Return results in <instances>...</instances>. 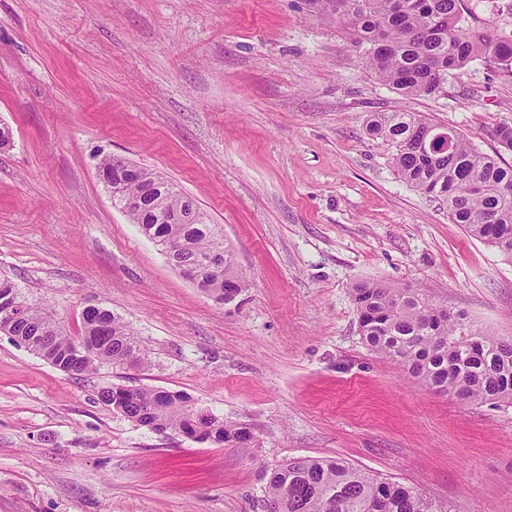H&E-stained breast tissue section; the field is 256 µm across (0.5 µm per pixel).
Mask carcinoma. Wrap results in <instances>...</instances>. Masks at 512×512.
I'll return each mask as SVG.
<instances>
[{"label": "carcinoma", "instance_id": "cac0c4a2", "mask_svg": "<svg viewBox=\"0 0 512 512\" xmlns=\"http://www.w3.org/2000/svg\"><path fill=\"white\" fill-rule=\"evenodd\" d=\"M330 10L353 32L358 45L369 44L366 64L405 97L430 96L448 72L480 58L512 69V39L498 37L486 25L463 21V0H339ZM369 131L395 148L393 165L412 186L446 202L452 222L495 248L512 262V165L485 154L466 135L417 112H378ZM448 135L445 150L427 151L423 144L435 133ZM133 184H115L112 203L121 207L137 193ZM188 208L187 224L166 218ZM156 244H184L180 262L200 272L204 291L220 303H230L249 287L224 237L199 206L173 183L165 189L161 207L140 223ZM223 270L211 271L215 257ZM361 336L373 352L398 365L426 388L451 393L469 403L512 406V339L484 333L448 303L420 288H401L379 281L351 286ZM6 333L68 375H80L102 364L146 363L134 332L111 310L93 306L83 312L81 336H70L45 308L25 302L17 319H7ZM86 341L93 351L83 358L75 346ZM100 401L140 426L156 431L188 429L199 442L222 445L249 437L244 427L224 421L171 391L138 387L115 397L111 387ZM262 512H451L418 490L386 481L340 459L293 457L265 475Z\"/></svg>", "mask_w": 512, "mask_h": 512}]
</instances>
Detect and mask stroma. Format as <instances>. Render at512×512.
Listing matches in <instances>:
<instances>
[{"instance_id":"35a3bbf8","label":"stroma","mask_w":512,"mask_h":512,"mask_svg":"<svg viewBox=\"0 0 512 512\" xmlns=\"http://www.w3.org/2000/svg\"><path fill=\"white\" fill-rule=\"evenodd\" d=\"M512 39V0H464ZM319 0H0V277L80 335L90 305L146 365L69 376L0 333V512H261L263 475L342 459L453 512H512V406L405 378L359 334L350 285L446 299L512 338V264L412 187L372 136L408 110L512 164V71L481 60L402 98ZM114 155L211 215L251 285L220 304L112 203ZM189 395L251 440L156 432L98 399Z\"/></svg>"}]
</instances>
